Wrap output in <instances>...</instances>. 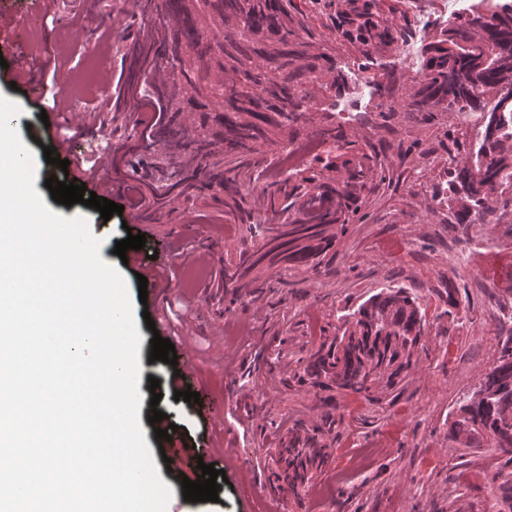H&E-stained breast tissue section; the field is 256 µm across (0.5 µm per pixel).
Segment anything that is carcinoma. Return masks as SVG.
<instances>
[{"label": "carcinoma", "mask_w": 512, "mask_h": 512, "mask_svg": "<svg viewBox=\"0 0 512 512\" xmlns=\"http://www.w3.org/2000/svg\"><path fill=\"white\" fill-rule=\"evenodd\" d=\"M382 0H336L332 32L359 45L363 59L376 47L410 36L408 25L382 17ZM159 22L124 35L126 76L113 111L129 113L130 132L110 144L137 177L154 209L210 198L233 220L248 224L252 246L224 266L217 287L242 306L273 287V270L318 269L357 217L367 182L392 186L376 151L347 141L336 123L313 132L325 150L272 175L260 148L283 150L307 126L308 113L345 84L336 47L311 52L312 32L292 15L293 0H139ZM494 90L493 106L484 94ZM386 99L400 104L378 112H478L479 146L446 172V195L461 203L455 223L490 211L491 196L512 190V4L487 16L480 8L448 17L426 47L424 79L409 88L391 75ZM344 158V173L336 158ZM341 335L323 342L304 374L322 388L372 397L393 393L412 365L425 325L418 296L385 288L350 313ZM499 355L481 381L487 398L469 392L457 402L448 434L467 447L490 440L512 454V328L498 340ZM276 480L295 489L326 457L315 437L297 428L281 441Z\"/></svg>", "instance_id": "cac0c4a2"}]
</instances>
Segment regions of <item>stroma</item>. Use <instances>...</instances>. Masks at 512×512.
<instances>
[{"instance_id":"1","label":"stroma","mask_w":512,"mask_h":512,"mask_svg":"<svg viewBox=\"0 0 512 512\" xmlns=\"http://www.w3.org/2000/svg\"><path fill=\"white\" fill-rule=\"evenodd\" d=\"M472 3L416 0L412 8H397L390 19L408 25L410 38L374 51L366 68L356 47L337 41L336 63L346 84L336 97L352 114L342 125L344 135L360 148L381 147L385 166L405 180L386 193L367 185L366 220L337 234L320 271L292 267L277 276L273 290L245 306L230 304L217 286L221 268L249 238L223 206L204 199L156 214L147 205L124 203L117 194L113 200L123 204V213L106 221L95 209L52 199L45 181L61 170L46 163L43 150L61 131H45L40 115L62 118L66 111L53 98L34 100L10 86L17 47L29 42V30L0 47L5 60L0 95L25 110L18 132L36 158V191L54 213L87 217L134 301L142 362L138 419L153 459L185 445L212 444L223 456L215 467L227 481L214 502L184 501L181 475L159 468L161 480L178 495L173 512H512V498L501 492L503 484L512 485V463L491 445L467 448L448 436L457 401L493 366L502 318L512 312V223L454 224L458 203L441 206L435 197L446 186L450 161L439 145L445 131L462 129L470 149L480 129L464 112H439L429 122L406 114L387 122L371 119L379 101L377 84L391 72H402L410 87L422 80L423 47L433 35L429 17L464 13ZM140 18L133 0H59L48 30L39 35L38 79L79 71L94 56L89 46L95 35L117 34ZM415 141L428 156L399 157V144ZM144 224L155 232L147 236L143 254H152L169 236L175 256L164 272L166 293L142 304L136 267L123 265L114 246L128 234H139ZM390 286L413 289L427 321L397 395L377 401L304 381L310 353L337 334L346 314ZM450 295L457 301L452 308L446 305ZM219 318L227 331L243 327L248 336L210 335L209 324ZM150 319L162 321L177 355H190L194 362L191 389L200 395L198 405L175 401L164 363L151 361ZM153 378L159 379L162 395L155 407L149 390ZM207 407L221 410L219 421L205 417ZM156 408L177 427L171 440L158 441L152 432L148 418ZM325 414L335 424L317 436L327 455L324 467L303 487L275 489L269 452L288 431L314 427Z\"/></svg>"}]
</instances>
